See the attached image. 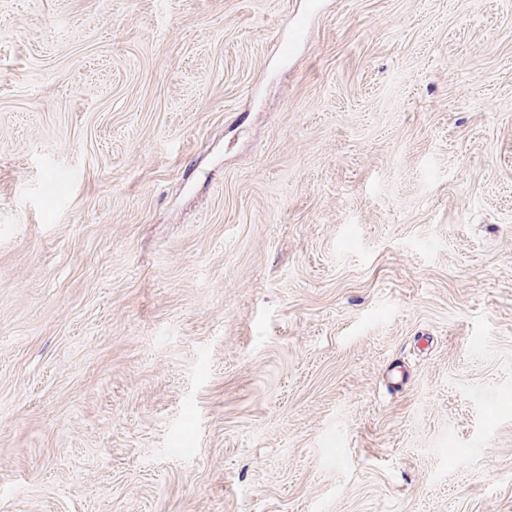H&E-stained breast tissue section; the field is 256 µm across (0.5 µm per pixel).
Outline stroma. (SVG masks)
Returning <instances> with one entry per match:
<instances>
[{
    "label": "stroma",
    "mask_w": 512,
    "mask_h": 512,
    "mask_svg": "<svg viewBox=\"0 0 512 512\" xmlns=\"http://www.w3.org/2000/svg\"><path fill=\"white\" fill-rule=\"evenodd\" d=\"M319 4L0 0V512H512V0Z\"/></svg>",
    "instance_id": "35a3bbf8"
}]
</instances>
